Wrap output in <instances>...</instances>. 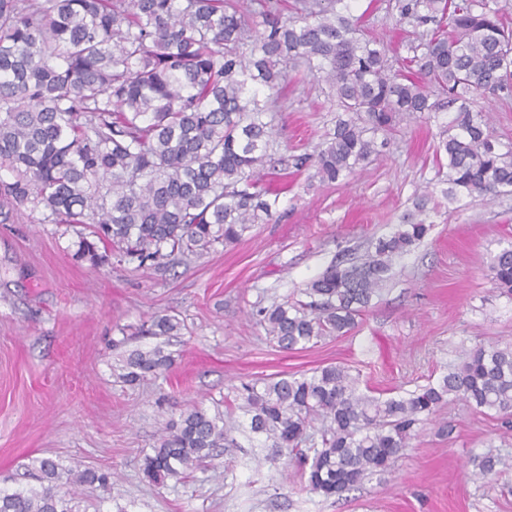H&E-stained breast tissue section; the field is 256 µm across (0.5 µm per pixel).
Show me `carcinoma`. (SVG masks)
<instances>
[{"mask_svg": "<svg viewBox=\"0 0 512 512\" xmlns=\"http://www.w3.org/2000/svg\"><path fill=\"white\" fill-rule=\"evenodd\" d=\"M355 0H0V196L77 236L76 258L161 267L175 255L235 245L273 218L279 192L263 183L276 145L269 116L289 67L324 81L336 123L312 156L313 177L337 182L370 163L377 134L405 118L430 120L445 108L455 133L439 141L441 193H512V148L502 150L475 94L512 93V30L498 0H395V23L414 28L407 55L365 35ZM261 17L256 23L254 16ZM262 29H257V26ZM444 95L441 102L435 94ZM419 214L370 242L365 258L332 262L301 290L305 299L256 310L282 350L344 336L393 275L395 259L427 238ZM491 279L512 299V245L494 255ZM178 318L159 314L146 336H177ZM173 364L160 345L122 359L133 385ZM341 365L244 383L239 408L250 430L296 460L305 488L326 499L386 472L428 418L454 399L512 423V347L477 345L437 381L404 396L358 391ZM224 415L200 407L165 427L144 458L154 483L193 471L234 445ZM39 487L0 489V512H77L83 488L111 475L36 460ZM497 473L499 456L473 459Z\"/></svg>", "mask_w": 512, "mask_h": 512, "instance_id": "carcinoma-1", "label": "carcinoma"}]
</instances>
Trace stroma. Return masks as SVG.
I'll use <instances>...</instances> for the list:
<instances>
[{
    "mask_svg": "<svg viewBox=\"0 0 512 512\" xmlns=\"http://www.w3.org/2000/svg\"><path fill=\"white\" fill-rule=\"evenodd\" d=\"M394 0H356L361 28L405 55L407 28ZM279 148L264 173L281 187L273 220L240 243L179 257L159 268L76 261V236L22 214L0 224V488L30 484L35 459L112 474L87 489L83 512H512V464L484 479L473 456L512 457V431L494 412L462 400L423 426L392 470L366 477L342 499L309 493L298 468L250 433L235 407L243 383L341 364L368 394H401L437 380L463 350L512 344V299L499 295L491 257L512 245V195L448 202L432 187L435 150L451 112L401 123L363 170L327 185L296 170L336 122L324 82L289 71L272 107ZM428 195L434 227L396 262L392 282L348 335L284 351L255 311L299 297L337 256L363 255ZM176 316L174 362L158 378L128 385L120 360L157 343L135 330L152 314ZM223 411L235 445L189 477L148 482L143 459L186 409ZM453 427L438 434L439 423Z\"/></svg>",
    "mask_w": 512,
    "mask_h": 512,
    "instance_id": "1",
    "label": "stroma"
}]
</instances>
